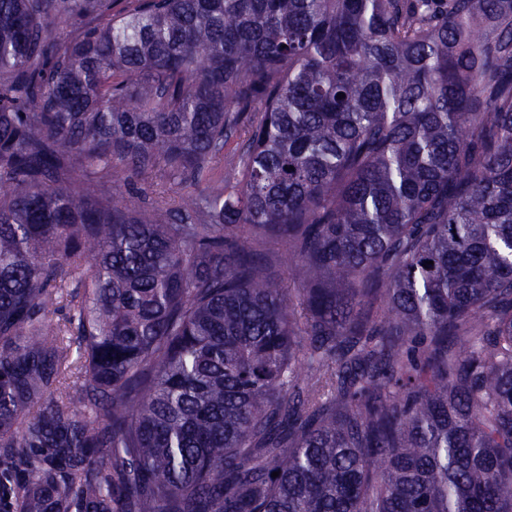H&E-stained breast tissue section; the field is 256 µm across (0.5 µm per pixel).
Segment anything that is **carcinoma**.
<instances>
[{
  "label": "carcinoma",
  "instance_id": "obj_1",
  "mask_svg": "<svg viewBox=\"0 0 512 512\" xmlns=\"http://www.w3.org/2000/svg\"><path fill=\"white\" fill-rule=\"evenodd\" d=\"M0 512H512V0H0ZM109 185L112 189L115 188L126 194L140 191L146 194V201L149 203L156 200L173 207L183 205L191 192V188L187 187L180 178L160 169H155L152 173L139 178H129L128 174L120 168H114Z\"/></svg>",
  "mask_w": 512,
  "mask_h": 512
}]
</instances>
